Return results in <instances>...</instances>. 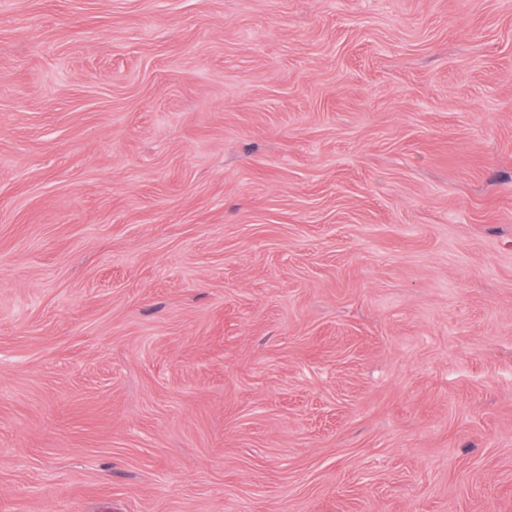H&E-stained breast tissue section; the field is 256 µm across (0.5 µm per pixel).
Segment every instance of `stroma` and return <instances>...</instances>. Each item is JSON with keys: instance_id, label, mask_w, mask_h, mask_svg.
Here are the masks:
<instances>
[{"instance_id": "1", "label": "stroma", "mask_w": 512, "mask_h": 512, "mask_svg": "<svg viewBox=\"0 0 512 512\" xmlns=\"http://www.w3.org/2000/svg\"><path fill=\"white\" fill-rule=\"evenodd\" d=\"M0 512H512V0H0Z\"/></svg>"}]
</instances>
